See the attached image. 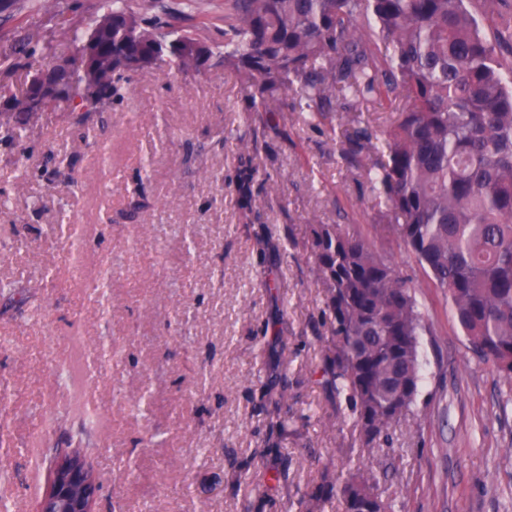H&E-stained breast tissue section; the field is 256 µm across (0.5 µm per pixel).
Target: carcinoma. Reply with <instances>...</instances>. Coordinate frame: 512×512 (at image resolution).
Here are the masks:
<instances>
[{
  "label": "carcinoma",
  "instance_id": "cac0c4a2",
  "mask_svg": "<svg viewBox=\"0 0 512 512\" xmlns=\"http://www.w3.org/2000/svg\"><path fill=\"white\" fill-rule=\"evenodd\" d=\"M80 43L97 42L88 69L60 65L94 99H69L74 124L96 143L91 114L123 98L133 73H199L217 60L250 89L251 111L291 91L292 110L332 123L341 107L357 121L370 106L394 114L386 157L366 179L389 232L448 292L469 349L512 383V0H224V46L194 33L162 31L139 0H106ZM39 111L22 97L0 106V143L17 144ZM371 143L366 128L346 138L353 164ZM255 169L240 175L241 207L252 209ZM315 273L327 288L332 339L324 371L345 417L367 446L413 414L424 316L415 291L369 240L336 224L313 229ZM287 434L288 399L275 400ZM378 492L370 469L318 487L350 512L349 484Z\"/></svg>",
  "mask_w": 512,
  "mask_h": 512
}]
</instances>
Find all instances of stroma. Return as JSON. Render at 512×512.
Wrapping results in <instances>:
<instances>
[{"mask_svg": "<svg viewBox=\"0 0 512 512\" xmlns=\"http://www.w3.org/2000/svg\"><path fill=\"white\" fill-rule=\"evenodd\" d=\"M165 2L174 28L223 41L224 0L198 12ZM102 3L25 0L0 13V95L74 56ZM102 118L93 147L63 104L28 122L22 149L0 144L10 512H35L52 453L71 445L95 468L98 512H299L301 497L366 466L392 512H512V408L500 409L512 385L469 350L444 290L386 232L359 165L340 158L348 113L314 126L249 111L237 73L216 66L133 74ZM248 164L260 178L246 210ZM57 169L74 191L53 183ZM319 224L386 252L428 325L414 415L381 447H362L322 371ZM281 393L294 412L283 437Z\"/></svg>", "mask_w": 512, "mask_h": 512, "instance_id": "obj_1", "label": "stroma"}]
</instances>
